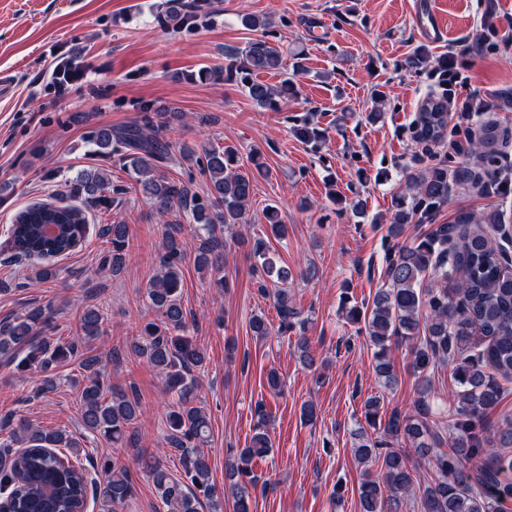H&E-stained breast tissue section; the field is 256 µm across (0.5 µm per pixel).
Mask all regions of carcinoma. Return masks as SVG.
<instances>
[{
	"label": "carcinoma",
	"mask_w": 512,
	"mask_h": 512,
	"mask_svg": "<svg viewBox=\"0 0 512 512\" xmlns=\"http://www.w3.org/2000/svg\"><path fill=\"white\" fill-rule=\"evenodd\" d=\"M202 13L217 14L210 0H166L157 16L164 29L191 27ZM286 66L280 47L261 36L242 48L224 52V66L201 70L206 77L240 83L247 96L261 108L277 110L297 96L296 84L285 78L275 87L257 79L260 74H276ZM140 120L121 128L101 126L89 136L90 154L119 164L130 183L114 185L104 169L91 165L61 185V195L82 201L71 204L37 203L15 214L8 228L14 255L33 261L28 287L55 279L60 274L58 259L68 255L85 236L84 208H110L119 196L135 192L149 200L157 214L171 211L185 214L194 227V262L198 269L213 275L212 285L224 288V231L245 223L254 182L266 178L269 169L260 151L250 155L253 166L242 170L239 151L232 145L201 148L188 145L173 153L163 135L167 113L143 102ZM448 113L441 99L429 95L416 120L415 138L434 141L443 133ZM509 132L495 124L484 126L480 141L485 148L478 155L493 160L494 146L508 142ZM196 166L207 180L205 195L192 189L193 182L165 173L172 166ZM409 193L395 199L388 235L398 238L403 226L413 220L430 219L448 199V166L438 164L408 177ZM265 224L273 237L288 234L272 205L264 212ZM182 224H168L163 236L159 273L146 288L147 310L153 316L141 325L123 353L102 356L92 345L102 333V314L87 309L71 335L54 336L58 310L54 304L35 305L0 320V364L11 367L23 378L34 373L39 378L37 394L46 395L60 384L58 364L79 361L83 371L79 382L80 428L48 430L20 418H7L0 431H8L0 444V492L17 499L18 512H78L86 496H92L98 512H118L135 495L128 463L118 454L95 459L84 453L86 443L101 438L119 448L136 443L137 423L142 404L137 387L114 388L108 383L103 360L121 357L138 359L164 377L172 399L166 412L164 442L166 453L179 459L184 475H171L160 457L142 458L139 466L151 477L159 501L166 512H224V490L211 480L205 445L210 437V418L198 400L194 371L203 366L205 353L187 336L185 310L181 303V267L187 256L181 235ZM99 237L106 248L102 266L116 273L126 264L130 239L125 224H104ZM512 230L493 211L479 219L459 216L454 224H441L418 242L396 246L387 258L388 287L380 289L371 307L352 305L343 299L342 309L351 323H364L375 349V371L388 388L396 384L394 367L387 355L396 341L411 343L414 369L426 374L446 365L459 387L458 400L449 415L453 431L450 451L440 448L442 437L428 424L431 403L423 391L413 411H393L384 427L385 439L371 441L358 432L355 455L362 464L380 465L382 475L366 477L359 488L361 512H399L404 497L416 493L412 462L430 466L436 474L417 501L419 512H495L512 497V483L500 475L512 472V455L498 454L494 466L471 461L482 457L490 434L480 428L483 417L501 396V386L493 375L512 379V258L507 244ZM257 259L255 272L259 286L268 290L273 283L278 332L290 331L300 312L287 288L292 271L276 265L267 256L266 243L257 239L252 246ZM453 289H448V282ZM483 343L471 348L474 334ZM67 451L74 459L82 456L95 471L90 476L80 464L64 465L54 452ZM272 451L264 432L255 434L238 457L227 459L229 476L235 478L231 493L237 512H249L256 479L249 464Z\"/></svg>",
	"instance_id": "obj_1"
}]
</instances>
